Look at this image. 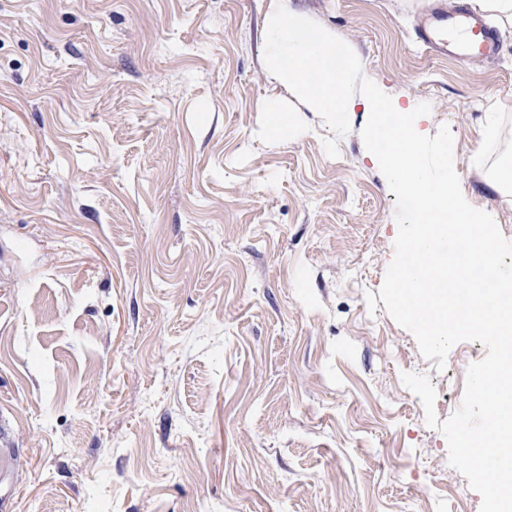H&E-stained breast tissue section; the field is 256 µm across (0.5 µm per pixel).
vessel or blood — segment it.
Here are the masks:
<instances>
[{"mask_svg": "<svg viewBox=\"0 0 512 512\" xmlns=\"http://www.w3.org/2000/svg\"><path fill=\"white\" fill-rule=\"evenodd\" d=\"M419 37L433 53L463 63L494 60L500 44L497 30L481 16L448 10L443 0H433L422 13Z\"/></svg>", "mask_w": 512, "mask_h": 512, "instance_id": "vessel-or-blood-1", "label": "vessel or blood"}]
</instances>
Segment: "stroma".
Wrapping results in <instances>:
<instances>
[{"instance_id":"stroma-1","label":"stroma","mask_w":512,"mask_h":512,"mask_svg":"<svg viewBox=\"0 0 512 512\" xmlns=\"http://www.w3.org/2000/svg\"><path fill=\"white\" fill-rule=\"evenodd\" d=\"M429 0H0V494L10 512H480L445 370L379 296L395 194L268 76L283 5L449 125L512 241V22L488 63L417 38ZM289 123L270 137L266 102Z\"/></svg>"}]
</instances>
